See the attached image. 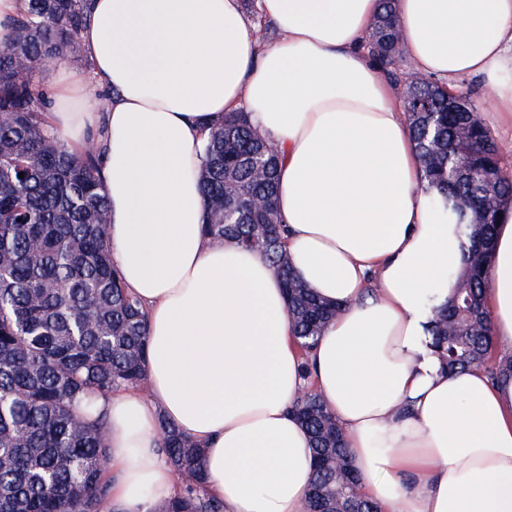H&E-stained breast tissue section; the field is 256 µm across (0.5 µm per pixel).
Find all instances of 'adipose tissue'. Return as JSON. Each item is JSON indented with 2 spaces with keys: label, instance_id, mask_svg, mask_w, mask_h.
Listing matches in <instances>:
<instances>
[{
  "label": "adipose tissue",
  "instance_id": "ef3b65f1",
  "mask_svg": "<svg viewBox=\"0 0 512 512\" xmlns=\"http://www.w3.org/2000/svg\"><path fill=\"white\" fill-rule=\"evenodd\" d=\"M380 0H91L86 71H60L49 113L76 148L100 134L109 248L148 312L147 388L99 401L112 504L175 492L160 424L204 450L224 512H304L313 478L291 405L313 383L381 512H512V376L448 372L429 349L462 239L423 190L392 87L363 48ZM416 72L481 77L512 126V0H396ZM110 89L104 111L90 104ZM244 111L280 153L276 208L292 275L337 305L300 376L280 278L257 252L204 235L208 132ZM487 307L512 355V203L500 206Z\"/></svg>",
  "mask_w": 512,
  "mask_h": 512
}]
</instances>
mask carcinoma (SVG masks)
Returning a JSON list of instances; mask_svg holds the SVG:
<instances>
[{"instance_id":"1","label":"carcinoma","mask_w":512,"mask_h":512,"mask_svg":"<svg viewBox=\"0 0 512 512\" xmlns=\"http://www.w3.org/2000/svg\"><path fill=\"white\" fill-rule=\"evenodd\" d=\"M382 5L367 46L390 75L401 43L382 40L394 25V0ZM88 12L89 0H27L11 42L0 46V113L8 114L0 124V512H115L103 477L108 423L96 403L147 379L146 315L112 264L100 148L74 153L48 128L52 101L35 81L46 63L70 56ZM405 83L424 190L451 208L463 239L462 266L448 276L428 345L450 372L512 374V357L497 361L486 310L497 214L512 200V178L468 93L455 94L460 108L450 110L447 85L416 72ZM278 158L246 113L225 117L206 145L204 232L260 253L282 278L308 381L333 310L289 272L275 206ZM245 196L266 200V214L243 208ZM293 412L315 459L307 512H381L360 492L345 434L312 384ZM161 430L180 489L150 512H224L205 493L202 448L166 422Z\"/></svg>"}]
</instances>
